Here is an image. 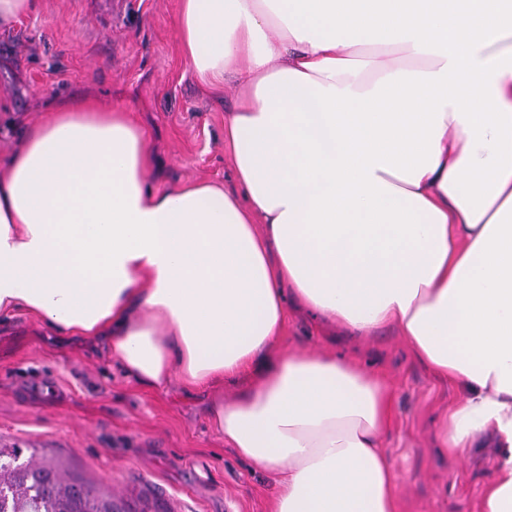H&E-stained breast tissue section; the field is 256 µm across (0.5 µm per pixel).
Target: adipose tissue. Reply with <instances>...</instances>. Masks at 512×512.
Listing matches in <instances>:
<instances>
[{"instance_id": "adipose-tissue-1", "label": "adipose tissue", "mask_w": 512, "mask_h": 512, "mask_svg": "<svg viewBox=\"0 0 512 512\" xmlns=\"http://www.w3.org/2000/svg\"><path fill=\"white\" fill-rule=\"evenodd\" d=\"M182 56L238 89L235 189L149 184L122 106H60L0 166V312L105 340L161 390L213 400L269 473L270 512H399L389 383L283 342L288 304L396 330L462 395L436 430L496 448L479 512H512V0H178Z\"/></svg>"}]
</instances>
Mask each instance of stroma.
<instances>
[{"instance_id": "obj_1", "label": "stroma", "mask_w": 512, "mask_h": 512, "mask_svg": "<svg viewBox=\"0 0 512 512\" xmlns=\"http://www.w3.org/2000/svg\"><path fill=\"white\" fill-rule=\"evenodd\" d=\"M176 8L177 0H36L29 16L0 27V163L44 113L92 98L124 105L147 129L158 186L234 188L224 115L235 89L216 96L197 84L175 39ZM328 334L309 313L289 311L287 347L316 353ZM340 351L392 387L385 451L401 512H475L494 449H470L460 461L434 436L459 387L435 379L392 331ZM212 396L176 379L161 391L143 387L103 342L0 313V448L55 459L133 512H268L274 484L225 446L207 415Z\"/></svg>"}]
</instances>
